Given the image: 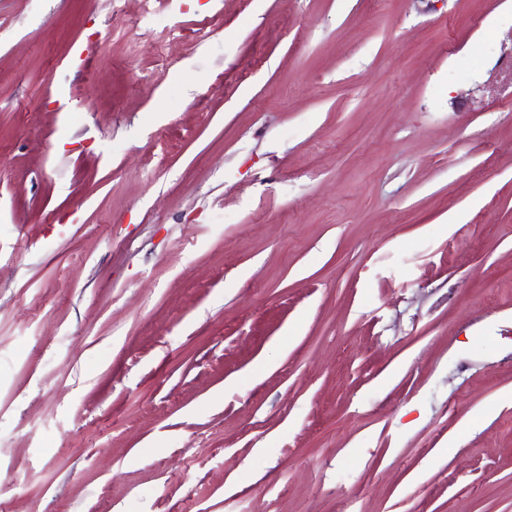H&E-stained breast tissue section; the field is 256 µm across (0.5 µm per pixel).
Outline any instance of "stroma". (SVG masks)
I'll list each match as a JSON object with an SVG mask.
<instances>
[{"label":"stroma","mask_w":512,"mask_h":512,"mask_svg":"<svg viewBox=\"0 0 512 512\" xmlns=\"http://www.w3.org/2000/svg\"><path fill=\"white\" fill-rule=\"evenodd\" d=\"M511 58L512 0H0V512H512Z\"/></svg>","instance_id":"1"}]
</instances>
